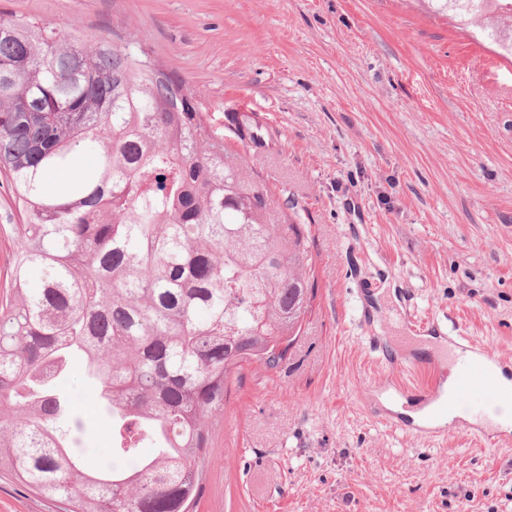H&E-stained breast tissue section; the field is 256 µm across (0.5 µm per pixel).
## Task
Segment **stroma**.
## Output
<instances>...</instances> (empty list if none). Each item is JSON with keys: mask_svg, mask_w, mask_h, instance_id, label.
Segmentation results:
<instances>
[{"mask_svg": "<svg viewBox=\"0 0 512 512\" xmlns=\"http://www.w3.org/2000/svg\"><path fill=\"white\" fill-rule=\"evenodd\" d=\"M80 37L144 50L186 79L215 130L253 113L274 149L246 152L307 227L318 284L285 368L230 378L210 421L193 512H512V446L421 438L379 420L418 398L380 391L368 339L398 355L442 333L512 361V60L420 0H0ZM0 177V296L21 223ZM372 281L362 292L364 281ZM371 307L359 321L356 301ZM81 352L59 388L70 446L110 462ZM0 512H63L0 473Z\"/></svg>", "mask_w": 512, "mask_h": 512, "instance_id": "obj_1", "label": "stroma"}]
</instances>
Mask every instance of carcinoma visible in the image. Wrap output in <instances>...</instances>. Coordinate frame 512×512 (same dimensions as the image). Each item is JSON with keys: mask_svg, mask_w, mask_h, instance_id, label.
I'll list each match as a JSON object with an SVG mask.
<instances>
[{"mask_svg": "<svg viewBox=\"0 0 512 512\" xmlns=\"http://www.w3.org/2000/svg\"><path fill=\"white\" fill-rule=\"evenodd\" d=\"M422 2L512 56V0ZM147 58L0 16V173L25 217L0 306V471L67 512H187L230 373L280 369L316 296L309 235L230 144L267 150L266 127L226 112V140ZM72 349L112 414V467L70 451L55 379Z\"/></svg>", "mask_w": 512, "mask_h": 512, "instance_id": "1", "label": "carcinoma"}]
</instances>
